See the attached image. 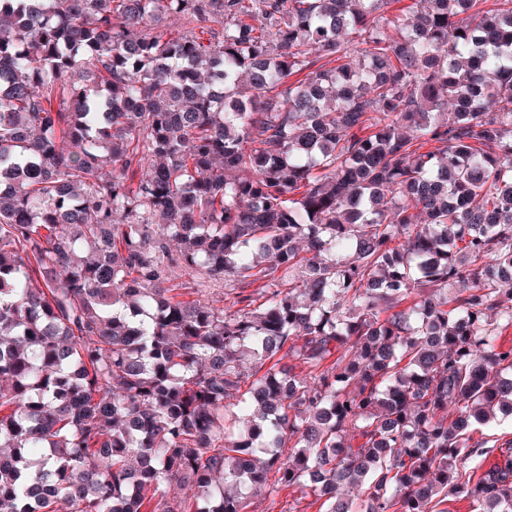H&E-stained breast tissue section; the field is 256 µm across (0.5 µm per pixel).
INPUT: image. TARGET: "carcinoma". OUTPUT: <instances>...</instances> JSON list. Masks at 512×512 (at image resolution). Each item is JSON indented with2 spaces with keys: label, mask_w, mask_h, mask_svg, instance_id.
<instances>
[{
  "label": "carcinoma",
  "mask_w": 512,
  "mask_h": 512,
  "mask_svg": "<svg viewBox=\"0 0 512 512\" xmlns=\"http://www.w3.org/2000/svg\"><path fill=\"white\" fill-rule=\"evenodd\" d=\"M400 2L0 0V512H512V0ZM167 285L177 288L173 293H181L179 298L184 300H200L210 303L218 308L231 305L226 299L227 290L222 281L211 280L203 275H190L183 268L171 267ZM315 497L308 494L307 496L302 493L299 489L290 488L286 491H283L280 496L277 498V502L281 501L279 505H275L276 507L274 512H280L283 507H285V511L289 512V508L291 512H319V506L321 502L313 503Z\"/></svg>",
  "instance_id": "cac0c4a2"
}]
</instances>
